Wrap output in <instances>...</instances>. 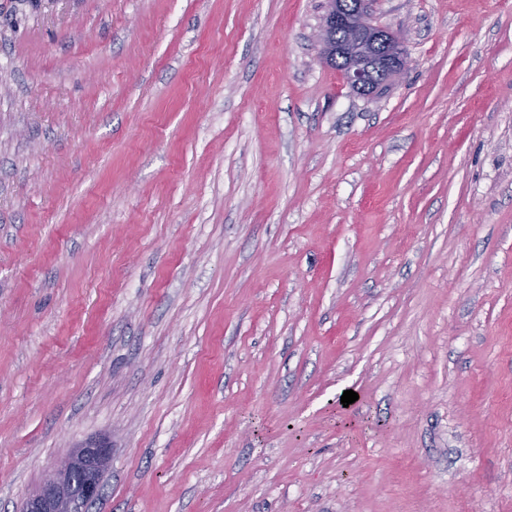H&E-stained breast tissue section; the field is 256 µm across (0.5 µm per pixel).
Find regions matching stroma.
Here are the masks:
<instances>
[{"instance_id": "35a3bbf8", "label": "stroma", "mask_w": 512, "mask_h": 512, "mask_svg": "<svg viewBox=\"0 0 512 512\" xmlns=\"http://www.w3.org/2000/svg\"><path fill=\"white\" fill-rule=\"evenodd\" d=\"M323 3L0 0V512H512V0ZM318 33L320 58L340 66L351 90L379 98L408 64L397 36L374 18L375 0H326ZM112 457L104 441H89L58 465L43 488L27 499L26 512H87L99 499Z\"/></svg>"}]
</instances>
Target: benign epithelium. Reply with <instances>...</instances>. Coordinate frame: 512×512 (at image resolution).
<instances>
[{
  "label": "benign epithelium",
  "mask_w": 512,
  "mask_h": 512,
  "mask_svg": "<svg viewBox=\"0 0 512 512\" xmlns=\"http://www.w3.org/2000/svg\"><path fill=\"white\" fill-rule=\"evenodd\" d=\"M318 33L320 58L340 66L351 90L378 98L402 75L407 55L397 36L374 18L375 0H326ZM112 448L89 441L58 465L53 477L27 499L26 512H88L99 499Z\"/></svg>",
  "instance_id": "1"
}]
</instances>
